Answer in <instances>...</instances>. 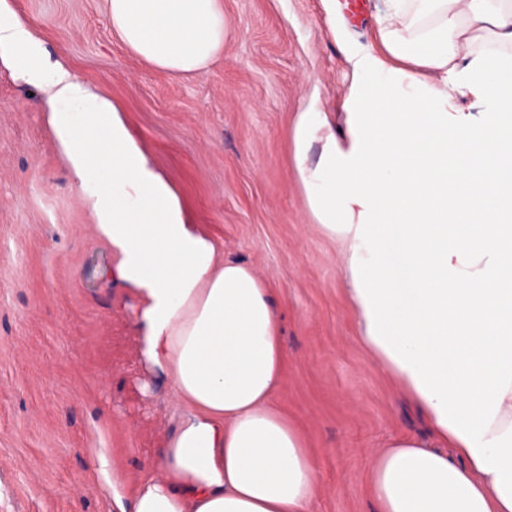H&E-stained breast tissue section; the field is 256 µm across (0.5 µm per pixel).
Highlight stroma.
<instances>
[{
  "label": "stroma",
  "instance_id": "35a3bbf8",
  "mask_svg": "<svg viewBox=\"0 0 512 512\" xmlns=\"http://www.w3.org/2000/svg\"><path fill=\"white\" fill-rule=\"evenodd\" d=\"M223 0L224 53L178 77L113 34L103 0H9L51 58L111 98L192 223L249 264L282 312L277 406L311 452L316 512H373L369 464L426 435L417 407L357 339L338 245L292 168V121L311 92L342 112V38L376 41L383 0ZM111 262L45 119L41 92L0 66V512H115L184 411L140 355L130 286ZM123 477L108 487L102 465Z\"/></svg>",
  "mask_w": 512,
  "mask_h": 512
}]
</instances>
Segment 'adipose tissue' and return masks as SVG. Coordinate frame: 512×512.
<instances>
[{"label":"adipose tissue","mask_w":512,"mask_h":512,"mask_svg":"<svg viewBox=\"0 0 512 512\" xmlns=\"http://www.w3.org/2000/svg\"><path fill=\"white\" fill-rule=\"evenodd\" d=\"M112 31L176 76L224 51L222 0H104ZM379 46L342 51L344 115L293 120L309 211L343 253L362 347L431 438L375 455V512H512V0H385ZM0 61L46 121L98 235L133 287L144 361L188 412L119 512H314L300 428L274 403L273 292L190 223L110 98L50 61L0 0Z\"/></svg>","instance_id":"obj_1"}]
</instances>
